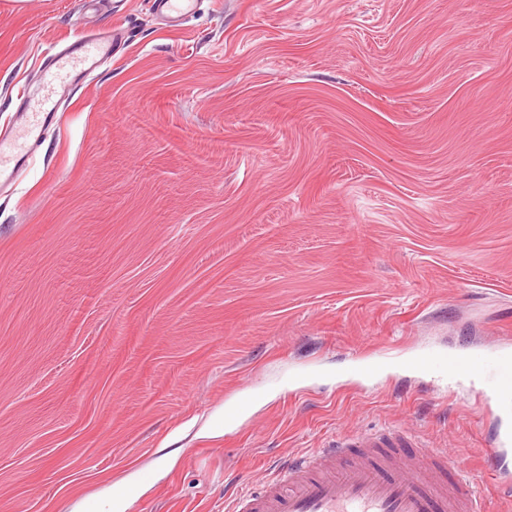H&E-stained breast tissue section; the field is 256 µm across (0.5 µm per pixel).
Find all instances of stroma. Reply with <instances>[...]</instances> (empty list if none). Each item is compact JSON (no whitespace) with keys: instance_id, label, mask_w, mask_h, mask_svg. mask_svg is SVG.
Masks as SVG:
<instances>
[{"instance_id":"stroma-1","label":"stroma","mask_w":512,"mask_h":512,"mask_svg":"<svg viewBox=\"0 0 512 512\" xmlns=\"http://www.w3.org/2000/svg\"><path fill=\"white\" fill-rule=\"evenodd\" d=\"M152 4L0 0V128L51 46L124 32L0 190V512H224L381 427L512 512L475 386L338 376L512 341V0ZM157 9L173 20L178 22L193 13L197 0H155Z\"/></svg>"}]
</instances>
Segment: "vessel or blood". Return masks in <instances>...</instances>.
Listing matches in <instances>:
<instances>
[{"instance_id":"obj_1","label":"vessel or blood","mask_w":512,"mask_h":512,"mask_svg":"<svg viewBox=\"0 0 512 512\" xmlns=\"http://www.w3.org/2000/svg\"><path fill=\"white\" fill-rule=\"evenodd\" d=\"M172 20L193 13L197 0H155ZM120 29L81 33L51 54L38 86L24 89L12 121L0 130V183L13 182L30 160L45 128L60 119L63 104L92 79L121 42ZM462 378L477 383L497 420L488 468L502 478L500 453L512 447V344L472 353L423 349L403 357L388 351L369 362L352 361L344 381L370 377L392 367ZM512 497V484L504 482ZM229 512H485L482 497L457 460L417 446L404 430L382 429L337 438L333 447L289 459L259 490L236 496Z\"/></svg>"}]
</instances>
